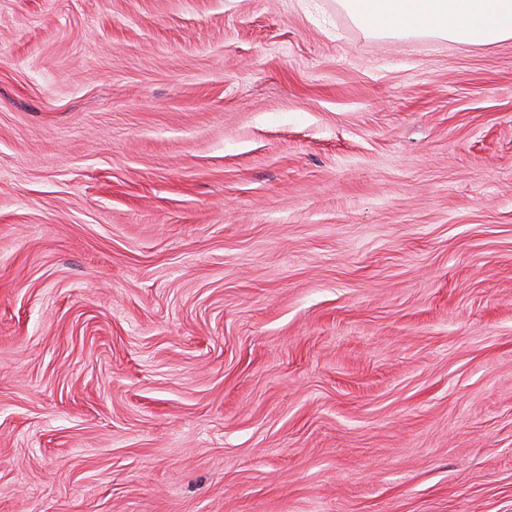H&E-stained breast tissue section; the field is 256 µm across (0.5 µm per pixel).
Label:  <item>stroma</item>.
<instances>
[{"instance_id":"1","label":"stroma","mask_w":512,"mask_h":512,"mask_svg":"<svg viewBox=\"0 0 512 512\" xmlns=\"http://www.w3.org/2000/svg\"><path fill=\"white\" fill-rule=\"evenodd\" d=\"M0 512H512V41L0 0Z\"/></svg>"}]
</instances>
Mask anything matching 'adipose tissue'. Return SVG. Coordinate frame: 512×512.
Listing matches in <instances>:
<instances>
[{
	"label": "adipose tissue",
	"instance_id": "adipose-tissue-1",
	"mask_svg": "<svg viewBox=\"0 0 512 512\" xmlns=\"http://www.w3.org/2000/svg\"><path fill=\"white\" fill-rule=\"evenodd\" d=\"M376 36L432 34L454 42L512 39V0H343Z\"/></svg>",
	"mask_w": 512,
	"mask_h": 512
}]
</instances>
